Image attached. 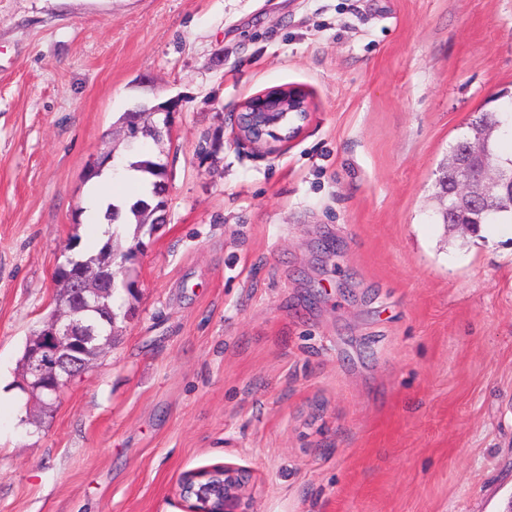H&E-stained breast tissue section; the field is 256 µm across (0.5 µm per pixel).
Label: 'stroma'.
<instances>
[{
    "mask_svg": "<svg viewBox=\"0 0 512 512\" xmlns=\"http://www.w3.org/2000/svg\"><path fill=\"white\" fill-rule=\"evenodd\" d=\"M280 86L301 135L236 144ZM511 92L512 0H0V512H183L216 464L253 472L242 512H507L512 227L437 195ZM173 100L129 144L119 116ZM131 146L167 155V221L118 225L112 343L41 407L20 356L101 247L86 169ZM313 110L310 94L300 87L264 91L241 104L234 115L233 137L258 152L274 154L302 133ZM140 112H144L142 117L145 115L153 118L151 123L152 131L157 141L163 140L164 136H169L172 127V121L175 112H177V104L168 103L166 105L160 104L150 109H137Z\"/></svg>",
    "mask_w": 512,
    "mask_h": 512,
    "instance_id": "1",
    "label": "stroma"
}]
</instances>
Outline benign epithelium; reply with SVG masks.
I'll return each mask as SVG.
<instances>
[{
	"label": "benign epithelium",
	"instance_id": "7a95c632",
	"mask_svg": "<svg viewBox=\"0 0 512 512\" xmlns=\"http://www.w3.org/2000/svg\"><path fill=\"white\" fill-rule=\"evenodd\" d=\"M314 104L310 94L296 86L268 90L246 99L234 115L235 141L264 154H274L280 146L303 131ZM177 104H160L144 110L153 118L157 140L170 134ZM466 161L451 158L441 178L448 206L445 220L467 230L466 212L489 206L505 191L512 190V170L490 161L486 143L475 138L462 147ZM57 312L32 335L24 367L25 386L32 398L43 403L57 397L61 387L86 373L91 361L112 341L117 315L106 323L93 315L110 309L114 272L112 265L88 266L65 262L58 265ZM253 481L247 469L225 464L183 473L177 492L185 512H237L246 489Z\"/></svg>",
	"mask_w": 512,
	"mask_h": 512
}]
</instances>
